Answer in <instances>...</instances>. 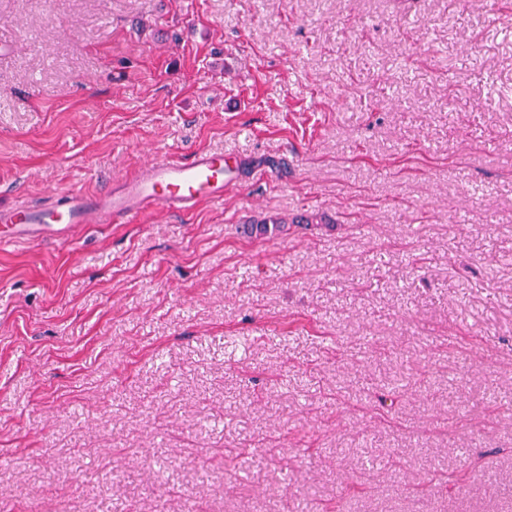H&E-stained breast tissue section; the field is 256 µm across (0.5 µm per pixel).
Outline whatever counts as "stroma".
<instances>
[{
  "label": "stroma",
  "mask_w": 512,
  "mask_h": 512,
  "mask_svg": "<svg viewBox=\"0 0 512 512\" xmlns=\"http://www.w3.org/2000/svg\"><path fill=\"white\" fill-rule=\"evenodd\" d=\"M197 150L0 248V512H512V0H0V207ZM236 167L224 153L202 150L189 159L169 158L143 165L120 189L74 190L62 204L0 208V223L10 224L8 240L62 235L74 238L85 224H122L154 211L186 215L202 202L221 203Z\"/></svg>",
  "instance_id": "stroma-1"
}]
</instances>
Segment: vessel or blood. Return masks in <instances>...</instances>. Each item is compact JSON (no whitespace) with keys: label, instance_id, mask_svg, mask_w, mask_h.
<instances>
[{"label":"vessel or blood","instance_id":"b4317fda","mask_svg":"<svg viewBox=\"0 0 512 512\" xmlns=\"http://www.w3.org/2000/svg\"><path fill=\"white\" fill-rule=\"evenodd\" d=\"M236 169L223 153L202 150L190 158H169L143 165L117 190L67 194L64 203L45 208L27 205L0 208V223L10 239L61 235L75 237L85 224H122L154 211L185 215L203 202L220 203Z\"/></svg>","mask_w":512,"mask_h":512}]
</instances>
